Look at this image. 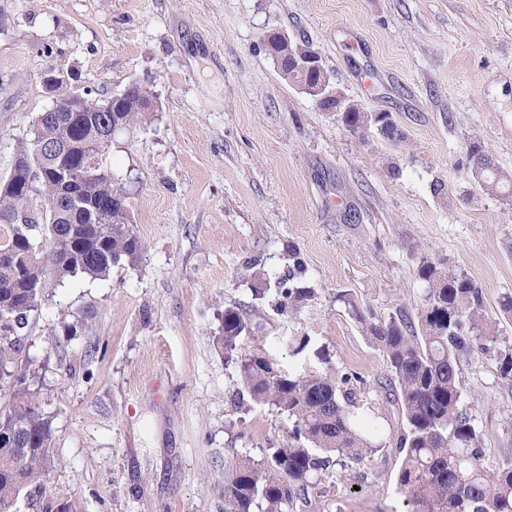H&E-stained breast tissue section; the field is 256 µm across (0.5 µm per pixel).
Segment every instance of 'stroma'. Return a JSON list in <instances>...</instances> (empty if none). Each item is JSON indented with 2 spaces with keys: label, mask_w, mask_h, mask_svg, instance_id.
<instances>
[{
  "label": "stroma",
  "mask_w": 512,
  "mask_h": 512,
  "mask_svg": "<svg viewBox=\"0 0 512 512\" xmlns=\"http://www.w3.org/2000/svg\"><path fill=\"white\" fill-rule=\"evenodd\" d=\"M272 30L308 42L332 90L390 113L403 140L349 130L285 80ZM51 70L103 96L136 81L157 102L109 154L139 263L51 284L23 331L52 494L83 512H224L225 472L267 465L291 427L217 342L232 308L239 354L364 379L354 411L380 451L321 472L296 512H408L403 425L366 325L416 317L428 260L467 274L512 344V201L483 192L469 156L481 143L512 173V0H0V182L52 104ZM294 285L313 300L289 306ZM460 368L487 458L511 456L512 382L484 356Z\"/></svg>",
  "instance_id": "1"
}]
</instances>
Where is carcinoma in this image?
Instances as JSON below:
<instances>
[{"instance_id": "obj_1", "label": "carcinoma", "mask_w": 512, "mask_h": 512, "mask_svg": "<svg viewBox=\"0 0 512 512\" xmlns=\"http://www.w3.org/2000/svg\"><path fill=\"white\" fill-rule=\"evenodd\" d=\"M150 95L145 86L130 88L115 107L117 115L131 126L146 122L140 106ZM374 117L342 113L352 131ZM90 133L86 112L41 113L10 174L14 181L32 180L37 196L0 192V240L8 239L18 252L30 238L42 244L28 259L0 260V387L9 393L0 402V512H20L23 502L39 512L80 509L47 494L54 464L52 420L20 359L29 314L50 280L68 276L55 266L65 262L76 269L74 276L96 279L114 266L137 263L143 250L130 213L116 201L122 187L104 175L108 147L101 146L87 166L77 168L75 197L60 185L55 166L41 159L40 144ZM470 157L473 175L485 191L512 196V179L494 167L481 147H473ZM36 198L45 220L19 223L35 212ZM418 277L428 288L416 319L369 324L405 423L399 484L408 490L413 512H512V458L487 465L481 434L462 404L459 371V356L478 352L496 358L501 377L511 382L512 347L497 346L479 289L466 276L425 261ZM285 295L297 307L312 300L315 291L293 286ZM245 328L237 311L224 310L218 342L225 353L236 350ZM240 380L253 403L288 412L293 428L288 442L273 450L272 466L243 460L232 469L224 480V512H291L296 501L306 499L310 479L329 468L333 457L362 465L379 448L355 424L354 391L346 385L362 382L357 375L339 380L327 374L286 375L268 359L252 356L241 362Z\"/></svg>"}]
</instances>
